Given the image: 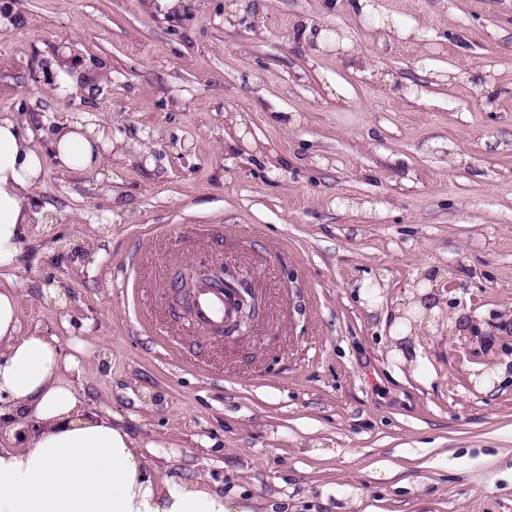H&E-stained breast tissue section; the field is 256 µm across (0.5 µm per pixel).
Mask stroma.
I'll use <instances>...</instances> for the list:
<instances>
[{"label": "stroma", "instance_id": "obj_1", "mask_svg": "<svg viewBox=\"0 0 512 512\" xmlns=\"http://www.w3.org/2000/svg\"><path fill=\"white\" fill-rule=\"evenodd\" d=\"M182 2L0 0V112H90L124 151L47 165L24 331L84 343L158 479L245 512H512V0ZM328 26L344 54L301 35ZM67 57L93 94L53 92ZM211 263L260 292L250 336L175 307ZM433 273L488 339L422 330L416 370L386 317Z\"/></svg>", "mask_w": 512, "mask_h": 512}]
</instances>
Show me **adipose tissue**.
Masks as SVG:
<instances>
[{"instance_id": "obj_1", "label": "adipose tissue", "mask_w": 512, "mask_h": 512, "mask_svg": "<svg viewBox=\"0 0 512 512\" xmlns=\"http://www.w3.org/2000/svg\"><path fill=\"white\" fill-rule=\"evenodd\" d=\"M112 140L91 114L58 124L48 146L28 121L0 113V270L45 209L35 195L45 164L83 175ZM20 297L0 287V512H239L193 481L157 482L111 413H97L75 382L83 347L63 353L56 335H23Z\"/></svg>"}]
</instances>
